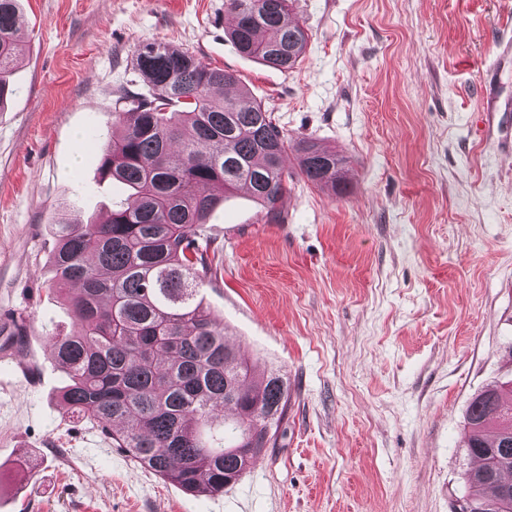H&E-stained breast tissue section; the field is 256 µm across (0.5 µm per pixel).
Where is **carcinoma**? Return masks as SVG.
I'll use <instances>...</instances> for the list:
<instances>
[{
	"label": "carcinoma",
	"instance_id": "cac0c4a2",
	"mask_svg": "<svg viewBox=\"0 0 512 512\" xmlns=\"http://www.w3.org/2000/svg\"><path fill=\"white\" fill-rule=\"evenodd\" d=\"M226 8L242 54L281 70L301 62L309 35L288 0ZM21 19L19 0H0V106L13 92ZM135 68L149 94L124 97L120 132L99 149L102 176L131 190L127 202L103 223L64 213L53 228V286H78L74 331L51 338L66 376L60 400L161 479L216 495L269 447L290 392L226 342L203 304L199 284L217 278L200 245L207 220L240 188L277 220L290 150L307 181L338 195L346 160L311 139L288 141L262 104H241L246 91L216 95L238 79L188 51L149 42ZM464 430L478 466L455 512H512V388L475 395Z\"/></svg>",
	"mask_w": 512,
	"mask_h": 512
}]
</instances>
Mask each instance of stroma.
Segmentation results:
<instances>
[{"instance_id":"1","label":"stroma","mask_w":512,"mask_h":512,"mask_svg":"<svg viewBox=\"0 0 512 512\" xmlns=\"http://www.w3.org/2000/svg\"><path fill=\"white\" fill-rule=\"evenodd\" d=\"M0 111V512H453L471 399L512 380V0H290L292 70L242 55L224 0H20ZM236 74L291 140L347 161L332 197L288 158L280 222L244 191L207 223L204 302L279 371L288 414L219 495H189L58 398L51 294L62 209L106 218L115 103L147 93L138 45Z\"/></svg>"}]
</instances>
